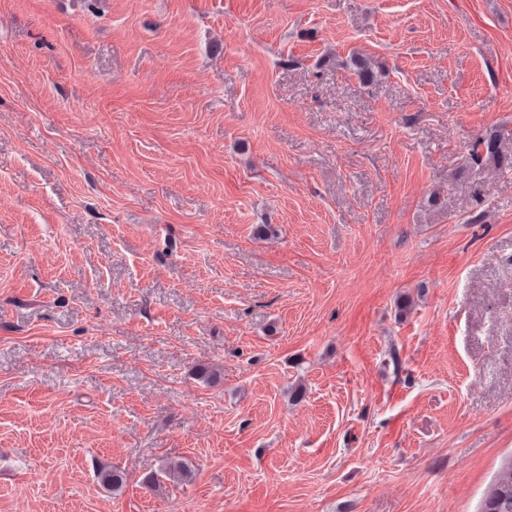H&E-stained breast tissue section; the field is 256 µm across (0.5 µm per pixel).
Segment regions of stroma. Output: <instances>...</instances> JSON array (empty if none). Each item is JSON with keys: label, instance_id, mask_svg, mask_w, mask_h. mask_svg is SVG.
<instances>
[{"label": "stroma", "instance_id": "stroma-1", "mask_svg": "<svg viewBox=\"0 0 512 512\" xmlns=\"http://www.w3.org/2000/svg\"><path fill=\"white\" fill-rule=\"evenodd\" d=\"M500 130L512 0H0V512H482ZM502 136L500 133H492L488 137H480L466 146L467 154L473 161L486 159L493 161L498 169H512V154L508 157L501 149Z\"/></svg>", "mask_w": 512, "mask_h": 512}]
</instances>
